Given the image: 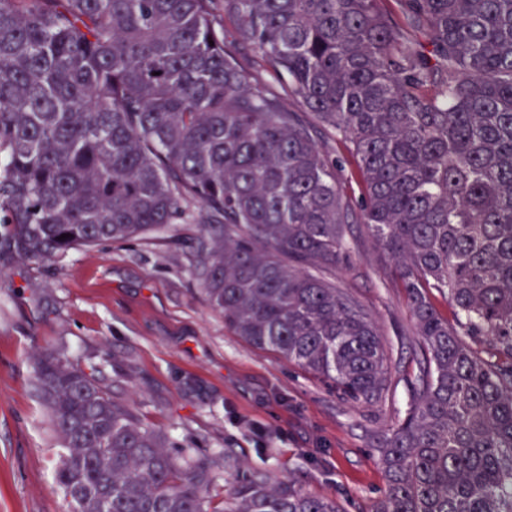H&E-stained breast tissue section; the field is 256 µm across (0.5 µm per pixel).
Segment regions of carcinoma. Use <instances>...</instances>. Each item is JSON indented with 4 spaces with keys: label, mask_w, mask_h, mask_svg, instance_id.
<instances>
[{
    "label": "carcinoma",
    "mask_w": 512,
    "mask_h": 512,
    "mask_svg": "<svg viewBox=\"0 0 512 512\" xmlns=\"http://www.w3.org/2000/svg\"><path fill=\"white\" fill-rule=\"evenodd\" d=\"M384 2L0 0V223L28 262L216 226L200 279L224 325L373 404L389 350L327 278L361 220L418 336L372 512H512V0ZM241 45L356 161L360 213ZM33 383L67 512H339L266 470L216 505L215 462L170 446L95 367L45 347Z\"/></svg>",
    "instance_id": "carcinoma-1"
}]
</instances>
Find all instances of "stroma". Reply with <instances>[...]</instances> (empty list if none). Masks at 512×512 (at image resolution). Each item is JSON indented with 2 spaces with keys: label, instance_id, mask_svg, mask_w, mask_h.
I'll return each instance as SVG.
<instances>
[{
  "label": "stroma",
  "instance_id": "stroma-1",
  "mask_svg": "<svg viewBox=\"0 0 512 512\" xmlns=\"http://www.w3.org/2000/svg\"><path fill=\"white\" fill-rule=\"evenodd\" d=\"M301 117L358 203L352 158L311 113ZM213 232L171 224L43 263L0 254V512L67 510L54 485L58 450L32 385L33 355L45 346L95 366L145 424L215 461L218 496L238 471L257 468L335 499L342 512H371L385 485L376 448L407 409L405 377L415 368L417 333L392 258L354 221L330 274L391 353L386 399L363 405L225 326L198 276V242Z\"/></svg>",
  "mask_w": 512,
  "mask_h": 512
}]
</instances>
